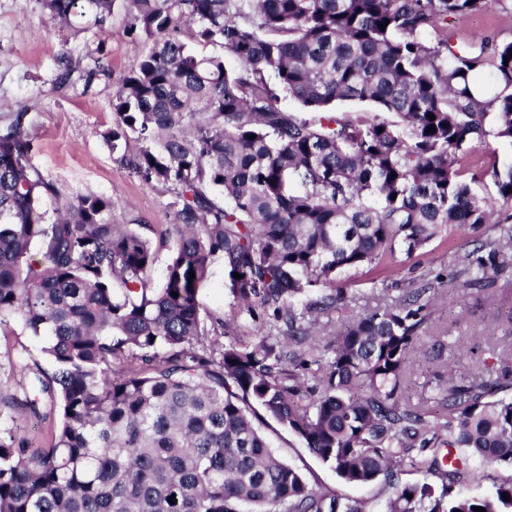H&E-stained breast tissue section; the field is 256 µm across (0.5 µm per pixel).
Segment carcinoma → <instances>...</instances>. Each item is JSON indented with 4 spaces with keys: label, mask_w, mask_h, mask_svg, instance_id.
Segmentation results:
<instances>
[{
    "label": "carcinoma",
    "mask_w": 512,
    "mask_h": 512,
    "mask_svg": "<svg viewBox=\"0 0 512 512\" xmlns=\"http://www.w3.org/2000/svg\"><path fill=\"white\" fill-rule=\"evenodd\" d=\"M115 2L41 5L57 23L103 31ZM506 2L122 0L127 34L147 50L103 139L146 182L171 186L172 256L151 287L149 238L112 220V199L42 178L25 113L0 125V329L20 320L52 365L17 362L33 377L0 417V512H368L276 456L268 419L343 482H382L385 512H512V480L489 499L455 491L471 457L512 468V383L450 367L432 396H405L431 287L355 316L325 345L315 326L343 290L296 307L314 281L410 257L447 227L490 224L512 206V169L484 203L459 163L470 146L512 142V41L458 44L447 29L450 15ZM188 37L237 67L191 51ZM340 102L376 114L340 115ZM296 178L311 189L292 190ZM511 249L503 225L469 255L460 287L487 286ZM214 256L259 324L251 342L217 352L198 298ZM114 359L132 367L116 373ZM55 412L48 446L18 436L17 418ZM444 448L464 456L445 466ZM407 467L425 479L401 483Z\"/></svg>",
    "instance_id": "obj_1"
}]
</instances>
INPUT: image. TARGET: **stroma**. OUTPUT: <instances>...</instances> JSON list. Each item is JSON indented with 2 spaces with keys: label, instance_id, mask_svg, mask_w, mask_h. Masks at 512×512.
Instances as JSON below:
<instances>
[{
  "label": "stroma",
  "instance_id": "1",
  "mask_svg": "<svg viewBox=\"0 0 512 512\" xmlns=\"http://www.w3.org/2000/svg\"><path fill=\"white\" fill-rule=\"evenodd\" d=\"M126 26L119 5L111 28L101 33L51 21L39 0H0V121L15 112L25 113L35 144L31 162L44 180L73 194L111 197L117 222L140 225L156 254L151 285L157 288L170 256L163 238L174 220L172 190L161 183H146L123 166L119 153L102 139L114 121L112 99L145 50L144 43L127 35ZM448 31L460 43L481 34L511 41L512 8L449 17ZM63 53L74 68L65 85L56 81L57 58ZM464 162L472 195L481 201L497 200L495 175L512 169V142L475 148L466 153ZM501 223L512 225V208L501 211ZM498 224L455 225L433 239L424 254L410 258L399 254L377 266L343 269L334 285L308 287L309 299L333 286L345 292L344 301L320 318L324 335H339L356 314L390 303L401 289L429 284L436 295L431 327L414 345L404 384L411 402L431 395L433 375L443 364L466 366L479 359L496 363L503 346L512 345V272L494 278L498 299L493 303L485 301L483 290L455 288L450 280L479 241L498 236ZM199 298L203 316L224 320L225 340H251L255 324L230 294L221 258L212 260ZM42 346L20 322H10L0 333V392H22L20 375L13 368L17 356H25L30 366L50 370ZM264 431L278 454L297 467L313 488L335 490L365 502L369 512H382L386 496L382 484L345 483L292 433L273 422ZM470 469L472 475L460 491L471 497H491L496 484L512 479V469L478 459L471 460Z\"/></svg>",
  "mask_w": 512,
  "mask_h": 512
}]
</instances>
